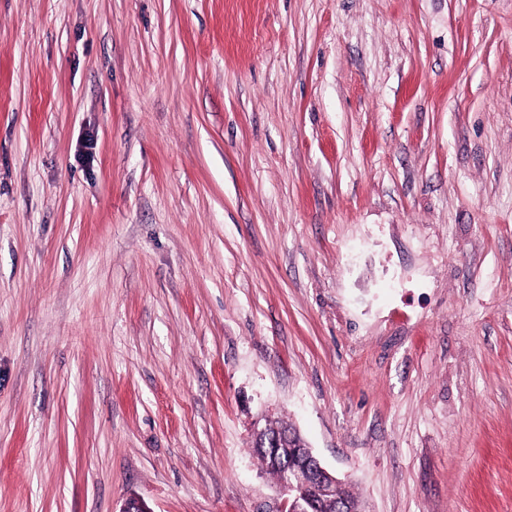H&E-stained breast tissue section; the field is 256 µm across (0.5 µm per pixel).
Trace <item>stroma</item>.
Instances as JSON below:
<instances>
[{
  "mask_svg": "<svg viewBox=\"0 0 512 512\" xmlns=\"http://www.w3.org/2000/svg\"><path fill=\"white\" fill-rule=\"evenodd\" d=\"M512 512V0H0V512ZM270 434H279L281 444L278 448H258L253 441V450L258 456L266 471L273 475L279 485V512H307L304 510L307 501L316 495H331L336 493V498H316L309 512H351L358 509V498L345 488H336V474L330 472L310 451L311 458L299 459L296 457L291 467H288V474L280 482L283 476L284 467L288 462V435L291 436V443L305 450V442L296 429L285 423L283 420L271 423Z\"/></svg>",
  "mask_w": 512,
  "mask_h": 512,
  "instance_id": "1",
  "label": "stroma"
}]
</instances>
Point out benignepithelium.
<instances>
[{
    "label": "benign epithelium",
    "mask_w": 512,
    "mask_h": 512,
    "mask_svg": "<svg viewBox=\"0 0 512 512\" xmlns=\"http://www.w3.org/2000/svg\"><path fill=\"white\" fill-rule=\"evenodd\" d=\"M336 474L330 472L316 455L295 459L279 485L278 512H306L313 495L336 493Z\"/></svg>",
    "instance_id": "7a95c632"
}]
</instances>
